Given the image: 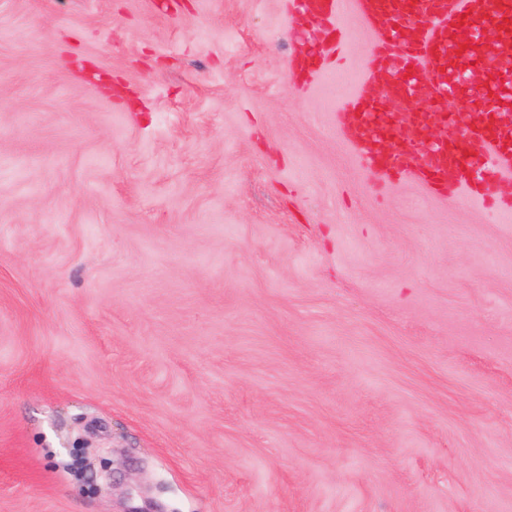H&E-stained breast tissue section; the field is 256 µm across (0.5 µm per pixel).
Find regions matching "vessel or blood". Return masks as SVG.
Here are the masks:
<instances>
[{
  "mask_svg": "<svg viewBox=\"0 0 512 512\" xmlns=\"http://www.w3.org/2000/svg\"><path fill=\"white\" fill-rule=\"evenodd\" d=\"M345 9L370 31L373 50L360 67L359 90L336 111L339 136L347 145L363 144L376 133L369 116L425 93L406 126L434 127L437 136L395 156L369 155L377 183L404 177L456 201L496 199L512 178V70L496 65L512 47V0H288L293 26L317 22L330 32L313 51L296 52L305 88L320 80L323 59L345 47L337 23ZM491 26L498 31L493 40L486 34ZM462 141L471 155L466 162Z\"/></svg>",
  "mask_w": 512,
  "mask_h": 512,
  "instance_id": "b4317fda",
  "label": "vessel or blood"
}]
</instances>
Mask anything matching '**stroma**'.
<instances>
[{
    "label": "stroma",
    "instance_id": "stroma-1",
    "mask_svg": "<svg viewBox=\"0 0 512 512\" xmlns=\"http://www.w3.org/2000/svg\"><path fill=\"white\" fill-rule=\"evenodd\" d=\"M287 2L0 0V512H512V184L375 191Z\"/></svg>",
    "mask_w": 512,
    "mask_h": 512
}]
</instances>
